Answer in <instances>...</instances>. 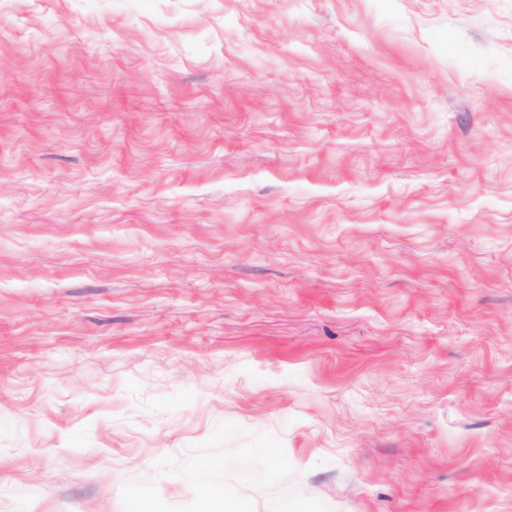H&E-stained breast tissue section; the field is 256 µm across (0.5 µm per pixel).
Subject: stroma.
Here are the masks:
<instances>
[{
    "mask_svg": "<svg viewBox=\"0 0 512 512\" xmlns=\"http://www.w3.org/2000/svg\"><path fill=\"white\" fill-rule=\"evenodd\" d=\"M226 498L512 512V0H0V512Z\"/></svg>",
    "mask_w": 512,
    "mask_h": 512,
    "instance_id": "1",
    "label": "stroma"
}]
</instances>
